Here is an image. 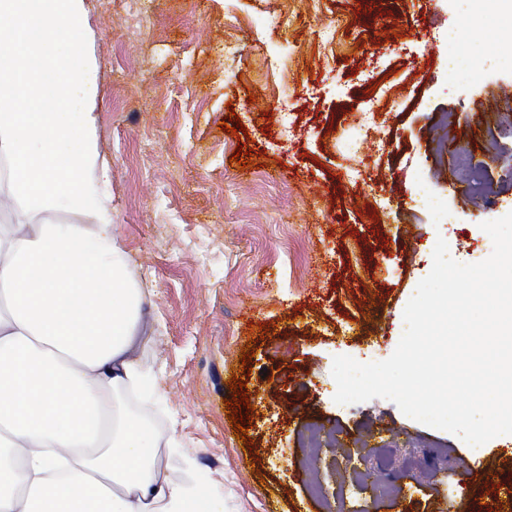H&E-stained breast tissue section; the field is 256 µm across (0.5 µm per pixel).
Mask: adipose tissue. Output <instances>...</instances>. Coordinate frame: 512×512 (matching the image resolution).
I'll use <instances>...</instances> for the list:
<instances>
[{
  "mask_svg": "<svg viewBox=\"0 0 512 512\" xmlns=\"http://www.w3.org/2000/svg\"><path fill=\"white\" fill-rule=\"evenodd\" d=\"M489 45L512 0H468ZM88 0H0V156L27 221L0 225V512H223L220 492L162 476L153 429L120 391L139 298L113 232L95 136L99 66L78 55ZM50 209L93 227L38 224Z\"/></svg>",
  "mask_w": 512,
  "mask_h": 512,
  "instance_id": "ef3b65f1",
  "label": "adipose tissue"
}]
</instances>
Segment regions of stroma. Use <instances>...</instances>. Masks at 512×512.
I'll list each match as a JSON object with an SVG mask.
<instances>
[{
  "instance_id": "1",
  "label": "stroma",
  "mask_w": 512,
  "mask_h": 512,
  "mask_svg": "<svg viewBox=\"0 0 512 512\" xmlns=\"http://www.w3.org/2000/svg\"><path fill=\"white\" fill-rule=\"evenodd\" d=\"M90 6L79 49L100 66L95 135L154 380L123 400L166 438L163 474L224 512H507L512 435L475 451L391 401L337 404L332 364L392 355L437 238L461 263L491 254L481 224L512 212V42L462 34L471 81L448 68L465 0ZM237 119L247 137L224 132ZM366 473L392 492L358 488Z\"/></svg>"
}]
</instances>
